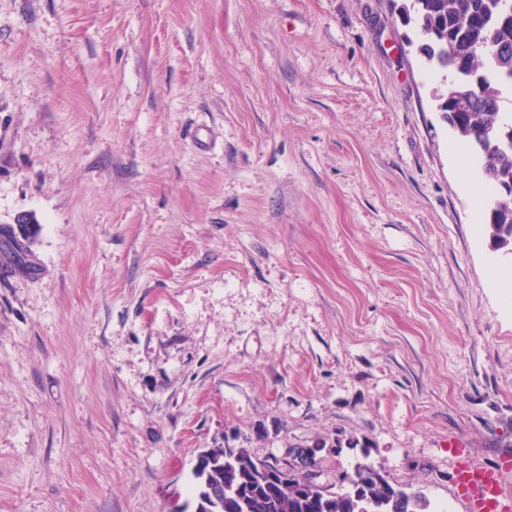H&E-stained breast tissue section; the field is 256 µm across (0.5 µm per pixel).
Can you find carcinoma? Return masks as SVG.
Here are the masks:
<instances>
[{"label":"carcinoma","instance_id":"cac0c4a2","mask_svg":"<svg viewBox=\"0 0 512 512\" xmlns=\"http://www.w3.org/2000/svg\"><path fill=\"white\" fill-rule=\"evenodd\" d=\"M400 16L426 32L423 52L430 68L449 73L460 98L441 99L438 111L450 114V127L480 168L492 197L486 200V227L498 250L512 255V0H403ZM493 37L507 53L487 56L475 50L480 37ZM0 251L18 266L27 255L15 232H0ZM276 458L260 459L236 448L192 469L193 503L183 512H429L419 492L393 486L382 468L358 462L359 483L334 491L311 488L295 475L269 481Z\"/></svg>","mask_w":512,"mask_h":512}]
</instances>
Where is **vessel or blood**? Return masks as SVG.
I'll use <instances>...</instances> for the list:
<instances>
[{"mask_svg":"<svg viewBox=\"0 0 512 512\" xmlns=\"http://www.w3.org/2000/svg\"><path fill=\"white\" fill-rule=\"evenodd\" d=\"M451 454L459 460L454 486L466 512H512V496L505 493L500 479L501 471L512 467V460L503 459L494 467H475L463 461L462 449H452Z\"/></svg>","mask_w":512,"mask_h":512,"instance_id":"1","label":"vessel or blood"}]
</instances>
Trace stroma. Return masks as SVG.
<instances>
[{
	"instance_id": "1",
	"label": "stroma",
	"mask_w": 512,
	"mask_h": 512,
	"mask_svg": "<svg viewBox=\"0 0 512 512\" xmlns=\"http://www.w3.org/2000/svg\"><path fill=\"white\" fill-rule=\"evenodd\" d=\"M390 0H0V512H172L325 441L463 512L512 449V255ZM0 248L3 254L15 266H19L24 262V257L27 255L25 244L18 239L12 229H6L0 232Z\"/></svg>"
}]
</instances>
